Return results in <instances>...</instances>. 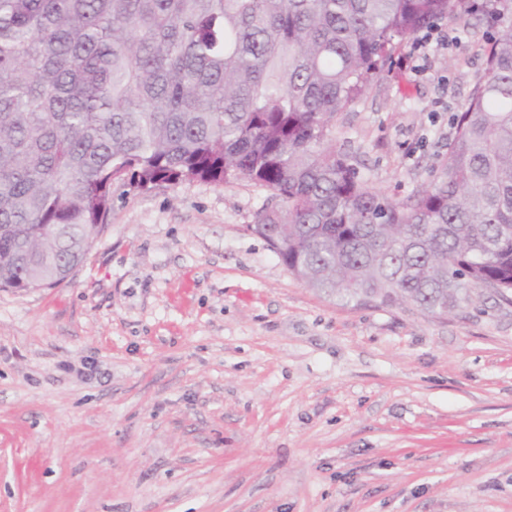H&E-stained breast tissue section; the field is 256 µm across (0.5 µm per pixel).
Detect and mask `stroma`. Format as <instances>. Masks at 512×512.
<instances>
[{
  "mask_svg": "<svg viewBox=\"0 0 512 512\" xmlns=\"http://www.w3.org/2000/svg\"><path fill=\"white\" fill-rule=\"evenodd\" d=\"M336 116L373 190L438 176L483 15ZM250 183L115 186L62 283L0 290V512H512V306L346 304L255 234Z\"/></svg>",
  "mask_w": 512,
  "mask_h": 512,
  "instance_id": "35a3bbf8",
  "label": "stroma"
}]
</instances>
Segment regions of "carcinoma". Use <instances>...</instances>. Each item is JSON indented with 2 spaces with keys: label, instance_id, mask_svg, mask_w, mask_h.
Here are the masks:
<instances>
[{
  "label": "carcinoma",
  "instance_id": "obj_1",
  "mask_svg": "<svg viewBox=\"0 0 512 512\" xmlns=\"http://www.w3.org/2000/svg\"><path fill=\"white\" fill-rule=\"evenodd\" d=\"M491 0L465 12L492 23ZM455 0H0V289L82 264L112 186L251 182L288 272L342 302L444 316L512 303V24L452 115L441 174L373 191L336 114Z\"/></svg>",
  "mask_w": 512,
  "mask_h": 512
}]
</instances>
